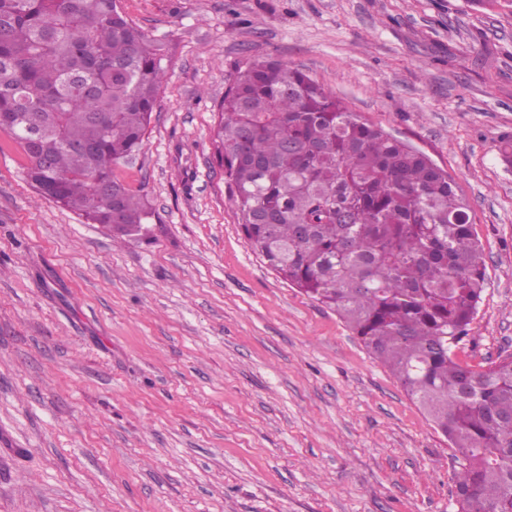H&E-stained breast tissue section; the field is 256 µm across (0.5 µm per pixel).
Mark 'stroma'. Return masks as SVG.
Listing matches in <instances>:
<instances>
[{
	"mask_svg": "<svg viewBox=\"0 0 512 512\" xmlns=\"http://www.w3.org/2000/svg\"><path fill=\"white\" fill-rule=\"evenodd\" d=\"M168 51L137 240L38 196L0 133V512H457L455 448L332 309L247 245L211 134L231 75L305 71L470 205L512 354V0H118Z\"/></svg>",
	"mask_w": 512,
	"mask_h": 512,
	"instance_id": "1",
	"label": "stroma"
}]
</instances>
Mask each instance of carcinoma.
<instances>
[{
	"label": "carcinoma",
	"mask_w": 512,
	"mask_h": 512,
	"mask_svg": "<svg viewBox=\"0 0 512 512\" xmlns=\"http://www.w3.org/2000/svg\"><path fill=\"white\" fill-rule=\"evenodd\" d=\"M165 59L117 0H0V133L42 197L123 236L148 223L113 167L143 146ZM219 110L215 156L251 248L336 311L457 449L458 512H512V355L453 351L486 288L454 179L276 61L237 71Z\"/></svg>",
	"instance_id": "1"
}]
</instances>
